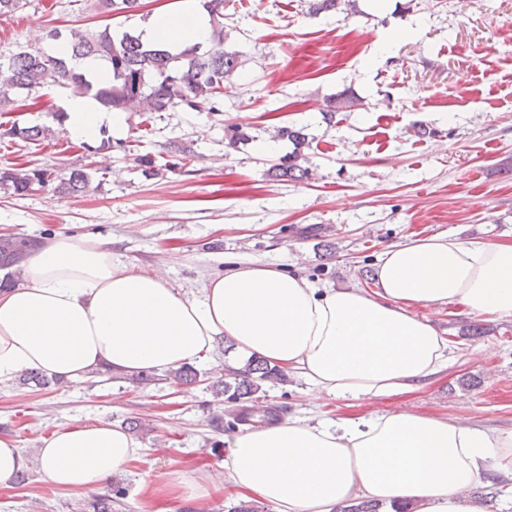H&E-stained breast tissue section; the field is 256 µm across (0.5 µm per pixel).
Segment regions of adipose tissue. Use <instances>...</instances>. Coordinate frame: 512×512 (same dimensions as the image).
<instances>
[{
  "mask_svg": "<svg viewBox=\"0 0 512 512\" xmlns=\"http://www.w3.org/2000/svg\"><path fill=\"white\" fill-rule=\"evenodd\" d=\"M141 32L177 51L207 43L210 24L161 13ZM63 109L69 133L85 141L127 126V113L89 96L69 97ZM435 303L512 316V243L410 238L382 253L370 290L243 260L190 294L133 271L109 243L59 236L24 258L20 284L0 289V382L26 370L71 382L101 369L162 373L211 356L227 338L243 356L299 373L316 393L377 400L447 367V340L412 312ZM139 448L118 424L67 423L46 438L41 472L62 489H93ZM224 467L239 495L272 512H341L361 498L487 512L465 493L491 471L512 475V432L408 411L318 426L288 419L234 435Z\"/></svg>",
  "mask_w": 512,
  "mask_h": 512,
  "instance_id": "adipose-tissue-1",
  "label": "adipose tissue"
}]
</instances>
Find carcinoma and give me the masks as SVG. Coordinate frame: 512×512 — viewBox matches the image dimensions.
Masks as SVG:
<instances>
[{
	"mask_svg": "<svg viewBox=\"0 0 512 512\" xmlns=\"http://www.w3.org/2000/svg\"><path fill=\"white\" fill-rule=\"evenodd\" d=\"M224 2L226 0H204L203 7L211 22L209 45L195 44L172 52L162 43L149 44L135 29H126L117 34L110 25L91 31H70L67 35H50L54 41L67 46V53L74 60H92L105 65L108 77L104 82L89 79L84 72L76 70L69 60L56 53L35 47L29 51L3 56L0 54V108L18 102L37 104L41 91L51 85H61L79 95H89L101 105L112 110L154 113L167 112L175 107L202 112L216 111L224 81L239 68V56L224 49ZM141 0H95L96 10L106 15L137 14ZM353 10L354 0H308L311 15ZM358 99L341 93L327 101L323 110L324 121L336 123L340 112H351ZM307 127L282 126L276 130V138L293 144L288 157L275 165L271 176L278 180H300L308 175L304 149L309 147ZM46 128L40 125L21 127L16 123L0 124V139L36 143L45 138ZM52 172L42 168L29 170L7 169L0 172V186L23 196L31 192V185L46 186ZM92 181L87 168L74 169L69 176L58 181L55 189L69 196L86 192ZM40 240L26 235L0 238V269L17 265L26 252ZM199 373L191 365L181 366L164 374V381L184 389L198 382ZM288 382L287 373L264 360L250 358L243 367L227 366L224 374L213 382L216 391L223 394L228 406H239L238 413L230 412L233 421L229 427L252 421L260 393L264 386H275Z\"/></svg>",
	"mask_w": 512,
	"mask_h": 512,
	"instance_id": "carcinoma-1",
	"label": "carcinoma"
}]
</instances>
